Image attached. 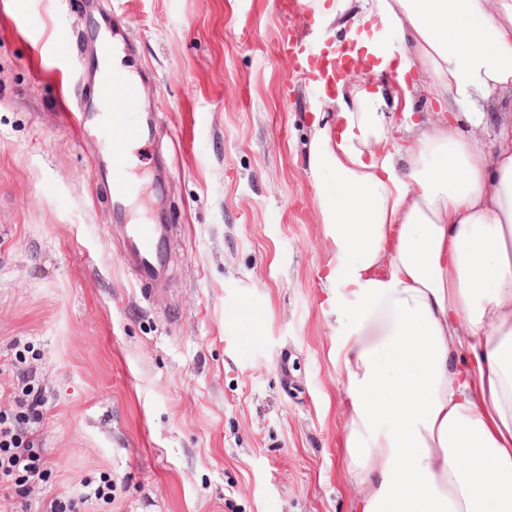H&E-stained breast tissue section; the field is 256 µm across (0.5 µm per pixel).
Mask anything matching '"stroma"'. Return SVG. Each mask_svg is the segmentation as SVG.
Returning a JSON list of instances; mask_svg holds the SVG:
<instances>
[{"mask_svg":"<svg viewBox=\"0 0 512 512\" xmlns=\"http://www.w3.org/2000/svg\"><path fill=\"white\" fill-rule=\"evenodd\" d=\"M285 28L311 51L345 37L277 0H0V412L41 456L28 499L0 480V512L106 480L88 512H351L318 117ZM101 34L155 127L127 221L171 227L156 287L124 260L93 123L61 120Z\"/></svg>","mask_w":512,"mask_h":512,"instance_id":"stroma-1","label":"stroma"}]
</instances>
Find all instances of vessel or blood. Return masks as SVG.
Listing matches in <instances>:
<instances>
[{"instance_id":"vessel-or-blood-1","label":"vessel or blood","mask_w":512,"mask_h":512,"mask_svg":"<svg viewBox=\"0 0 512 512\" xmlns=\"http://www.w3.org/2000/svg\"><path fill=\"white\" fill-rule=\"evenodd\" d=\"M279 51L290 57L293 70L303 76L312 89L329 92L335 90L349 60L340 48L306 54L288 35L283 36ZM137 94V85L123 72L116 70L101 80L95 104L100 142L110 155L106 176L111 186L112 209L119 219L123 218L128 203L137 199L141 192L139 181L130 172L124 150L126 143L142 135L140 119L129 110ZM165 231V226L161 224L141 223L129 227L126 259L142 281L155 285L162 281L168 262Z\"/></svg>"}]
</instances>
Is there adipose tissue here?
<instances>
[{"label": "adipose tissue", "instance_id": "1", "mask_svg": "<svg viewBox=\"0 0 512 512\" xmlns=\"http://www.w3.org/2000/svg\"><path fill=\"white\" fill-rule=\"evenodd\" d=\"M314 8L375 29L369 77L310 102L353 512H512V125L474 134L512 112V0Z\"/></svg>", "mask_w": 512, "mask_h": 512}]
</instances>
